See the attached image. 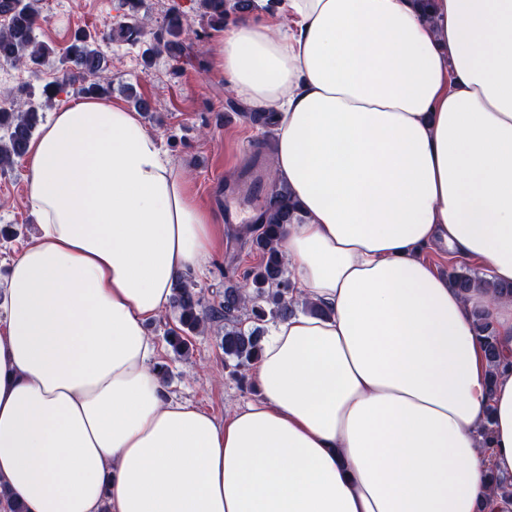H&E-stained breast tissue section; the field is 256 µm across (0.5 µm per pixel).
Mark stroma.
I'll use <instances>...</instances> for the list:
<instances>
[{
  "label": "stroma",
  "mask_w": 512,
  "mask_h": 512,
  "mask_svg": "<svg viewBox=\"0 0 512 512\" xmlns=\"http://www.w3.org/2000/svg\"><path fill=\"white\" fill-rule=\"evenodd\" d=\"M180 3L198 30L197 37L188 41L189 57L176 65L160 58L148 66L143 62L142 46L110 36L122 15L120 0H39L41 19L36 37L50 49L49 60L35 72L0 65V101L40 93L44 84L61 73L62 54L75 31L83 29L99 36L106 72L112 80L109 100L128 110L133 109L137 96L150 103V111L140 115L144 127L158 138L171 161L187 173L200 204L220 217L225 191L252 160L247 146L263 148L266 157H274L279 129L255 124L250 116L228 107L235 93L216 73L207 50L219 31L200 24L197 0ZM26 187L23 161L0 173V229L9 227L17 232L10 241L0 240L1 277L11 258L37 231V221L26 205ZM246 231L243 224L225 229L205 273L196 276L206 303L219 302L225 289L236 286L244 272L254 266L256 256ZM164 329V323L157 320L146 325L155 343V361L170 368L167 389L173 398L192 402L219 419L226 409L255 399L250 376L233 375L225 369L218 325L191 336L189 352L182 357L165 342Z\"/></svg>",
  "instance_id": "obj_1"
}]
</instances>
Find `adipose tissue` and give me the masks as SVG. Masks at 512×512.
Here are the masks:
<instances>
[{"label": "adipose tissue", "mask_w": 512, "mask_h": 512, "mask_svg": "<svg viewBox=\"0 0 512 512\" xmlns=\"http://www.w3.org/2000/svg\"><path fill=\"white\" fill-rule=\"evenodd\" d=\"M218 75L276 113L299 299L255 400L170 397L147 322L217 228L136 113L52 112L24 166L38 230L0 282V491L24 512H512V0H276ZM492 323L490 372L473 312ZM425 258L439 271L446 274L450 284L462 294H467L474 289L490 288L494 293L512 295V286L496 285L491 281L479 276L475 272L476 269L478 270V266L474 262H465L471 269L465 265H462L458 268H454L448 275V269L453 264L448 265V260L442 254L429 253L425 255Z\"/></svg>", "instance_id": "adipose-tissue-1"}]
</instances>
